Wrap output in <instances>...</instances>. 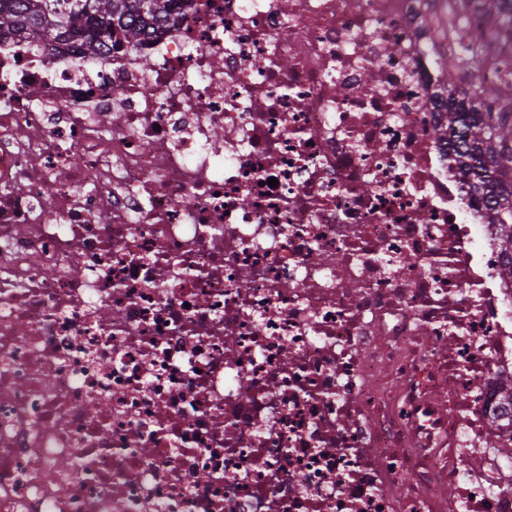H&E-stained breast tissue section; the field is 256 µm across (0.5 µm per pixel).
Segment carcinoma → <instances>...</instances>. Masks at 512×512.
Returning a JSON list of instances; mask_svg holds the SVG:
<instances>
[{"instance_id": "carcinoma-1", "label": "carcinoma", "mask_w": 512, "mask_h": 512, "mask_svg": "<svg viewBox=\"0 0 512 512\" xmlns=\"http://www.w3.org/2000/svg\"><path fill=\"white\" fill-rule=\"evenodd\" d=\"M0 28L38 39L46 55L77 35L94 55L139 52L153 33L173 19L172 0H6ZM448 125L429 130L448 137L458 173L472 200L484 205L488 223L499 226L508 261L500 275L512 279V92L489 79L490 58L512 51V0H479L468 17L448 15Z\"/></svg>"}]
</instances>
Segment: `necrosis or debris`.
<instances>
[{"label":"necrosis or debris","instance_id":"necrosis-or-debris-1","mask_svg":"<svg viewBox=\"0 0 512 512\" xmlns=\"http://www.w3.org/2000/svg\"><path fill=\"white\" fill-rule=\"evenodd\" d=\"M432 5L180 0L146 69L0 30V512H512Z\"/></svg>","mask_w":512,"mask_h":512}]
</instances>
